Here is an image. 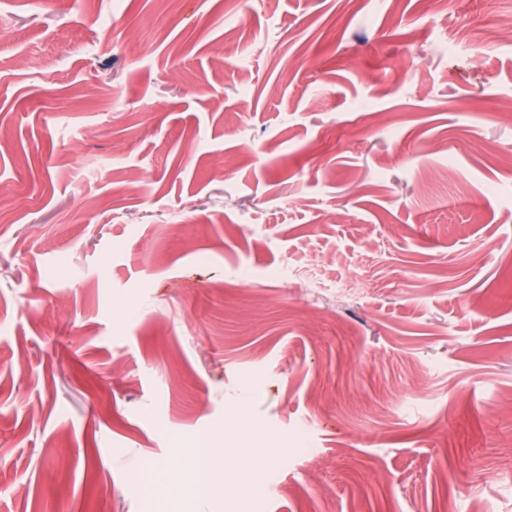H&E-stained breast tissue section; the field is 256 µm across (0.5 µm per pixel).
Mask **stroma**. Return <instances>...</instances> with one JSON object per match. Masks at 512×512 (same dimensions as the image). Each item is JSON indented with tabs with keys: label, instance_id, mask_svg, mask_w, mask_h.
<instances>
[{
	"label": "stroma",
	"instance_id": "obj_1",
	"mask_svg": "<svg viewBox=\"0 0 512 512\" xmlns=\"http://www.w3.org/2000/svg\"><path fill=\"white\" fill-rule=\"evenodd\" d=\"M497 14L0 0V512H512ZM223 447L224 439L223 442H217L215 446L197 443L194 448H189L190 467L188 475L182 484L174 485L170 496L172 500L202 501L211 496L214 491L211 473L216 464H220L226 476L236 484L245 486L252 484V471L238 466L234 459L230 460L231 453L229 449L231 448Z\"/></svg>",
	"mask_w": 512,
	"mask_h": 512
}]
</instances>
